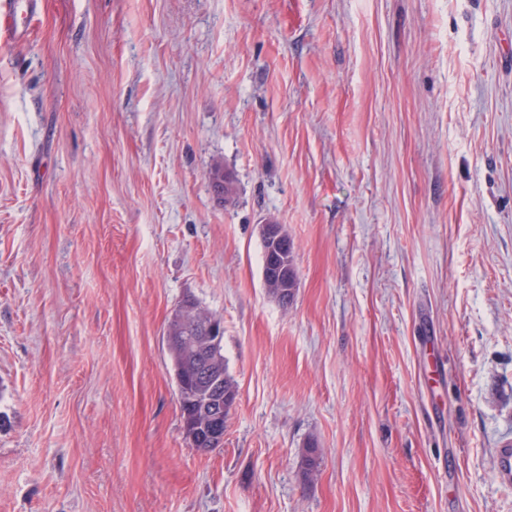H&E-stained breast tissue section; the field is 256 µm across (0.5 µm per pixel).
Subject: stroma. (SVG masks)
Returning <instances> with one entry per match:
<instances>
[{
  "mask_svg": "<svg viewBox=\"0 0 512 512\" xmlns=\"http://www.w3.org/2000/svg\"><path fill=\"white\" fill-rule=\"evenodd\" d=\"M30 29L0 42V512H512V0H37ZM189 296L238 389L206 454ZM209 180L214 191H218L220 189L221 192H224V202L233 199L236 194L235 181L229 173L224 172V167L222 165L217 164L211 168L209 172ZM262 235L269 238L270 240L274 241V243H279L282 245L283 248H286L287 246V239L288 236L286 235L285 231L283 230V227L281 224H263L262 225ZM263 244V266L262 271L264 269V261H265V255L267 252H276L280 256L281 264L285 269V272L288 273V286H286L283 282L275 284H268L267 290L269 294L276 299L279 303L282 305H288L290 303L295 295L296 287H297V272L294 265V258H293V252H292V245L290 241H288V248L284 253H280L278 251V247L273 244V242L269 240H265L263 238L262 240ZM282 288H288L285 290V293H288V290H294L291 298L289 301H284L282 298H278V295H280V289ZM198 307L199 305L192 297H188L183 300L181 309L178 312V322H181L182 324V333L187 335L190 333V331L201 333L209 332L211 337L216 335L220 336L222 327L215 320H213L212 316L214 315L210 316L204 313L198 314ZM190 313L195 314V316L190 317ZM191 327L194 328L190 329Z\"/></svg>",
  "mask_w": 512,
  "mask_h": 512,
  "instance_id": "35a3bbf8",
  "label": "stroma"
}]
</instances>
